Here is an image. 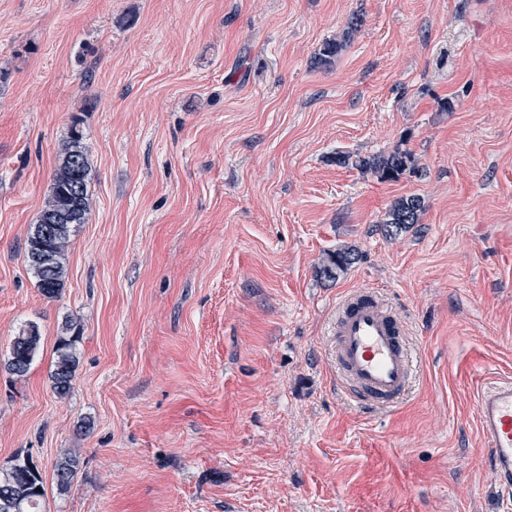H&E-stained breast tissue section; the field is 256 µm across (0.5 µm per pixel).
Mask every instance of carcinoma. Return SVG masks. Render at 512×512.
I'll return each mask as SVG.
<instances>
[{"instance_id":"carcinoma-1","label":"carcinoma","mask_w":512,"mask_h":512,"mask_svg":"<svg viewBox=\"0 0 512 512\" xmlns=\"http://www.w3.org/2000/svg\"><path fill=\"white\" fill-rule=\"evenodd\" d=\"M410 156L395 150L389 154L357 157H336L338 164H352L370 171L382 179H397L409 169ZM90 164L83 144V134L71 127L63 148L62 161L57 168L49 198L38 216V223L30 228L25 256L29 269L37 279L38 287L48 299L59 296L66 274L65 251L68 247L71 226L86 223L90 211L88 186ZM425 210L421 197L411 195L396 200L382 220V230L387 237H395L402 231L420 223ZM360 260L359 252L352 247H341L329 253L319 268L320 275L335 280ZM32 325L20 329L13 337L5 369L18 377H24L41 347V334L31 333ZM75 327L72 321L62 323L57 337L54 368L51 374L53 392L64 398L73 388L76 368ZM79 465L75 454L61 456L55 464L54 475L59 490L66 491ZM44 496L43 480L37 466L30 460H19L8 471L0 473V512H13L10 503L21 498L24 512H41Z\"/></svg>"}]
</instances>
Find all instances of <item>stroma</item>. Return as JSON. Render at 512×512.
<instances>
[{"instance_id": "stroma-1", "label": "stroma", "mask_w": 512, "mask_h": 512, "mask_svg": "<svg viewBox=\"0 0 512 512\" xmlns=\"http://www.w3.org/2000/svg\"><path fill=\"white\" fill-rule=\"evenodd\" d=\"M74 124L91 209L48 299L25 244ZM397 149L392 181L335 163ZM341 246L361 259L324 280ZM361 288L421 357L390 410L337 381ZM509 375L512 0H0V471L32 459L42 512H502L475 400ZM424 210V201L420 196L411 195L396 200L380 222L385 236L395 237L414 224H419ZM75 327L71 320L66 319L61 326L55 347L56 358L51 374L53 391L60 398L67 397L72 388L76 368V342ZM32 325L30 323L24 326L13 337L9 355L4 363L5 369L17 377H24L28 374L41 347V332L39 330L37 334L31 333ZM78 465L79 457L75 454H64L56 461L54 475L59 490H68Z\"/></svg>"}]
</instances>
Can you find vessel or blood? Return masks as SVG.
<instances>
[{"mask_svg":"<svg viewBox=\"0 0 512 512\" xmlns=\"http://www.w3.org/2000/svg\"><path fill=\"white\" fill-rule=\"evenodd\" d=\"M336 364L349 394L370 409L391 407L418 365L398 319L368 291L346 299L336 320ZM484 465L501 499L512 500V379L486 382L476 397Z\"/></svg>","mask_w":512,"mask_h":512,"instance_id":"b4317fda","label":"vessel or blood"}]
</instances>
